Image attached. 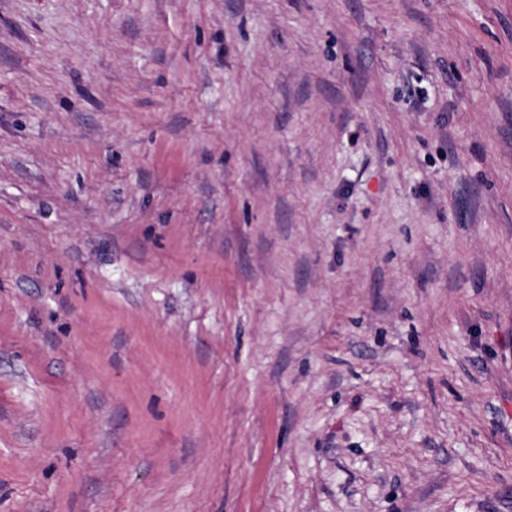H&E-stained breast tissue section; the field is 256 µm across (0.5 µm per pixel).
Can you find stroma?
Returning a JSON list of instances; mask_svg holds the SVG:
<instances>
[{
    "mask_svg": "<svg viewBox=\"0 0 512 512\" xmlns=\"http://www.w3.org/2000/svg\"><path fill=\"white\" fill-rule=\"evenodd\" d=\"M0 512H512V0H0Z\"/></svg>",
    "mask_w": 512,
    "mask_h": 512,
    "instance_id": "stroma-1",
    "label": "stroma"
}]
</instances>
